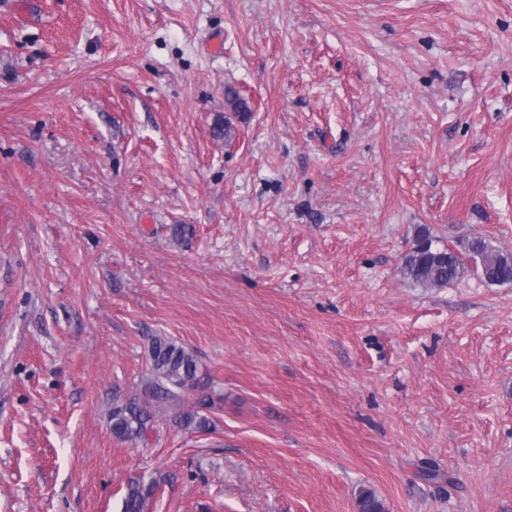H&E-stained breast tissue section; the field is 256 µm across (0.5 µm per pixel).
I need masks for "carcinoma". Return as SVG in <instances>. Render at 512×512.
Masks as SVG:
<instances>
[{"label":"carcinoma","instance_id":"carcinoma-1","mask_svg":"<svg viewBox=\"0 0 512 512\" xmlns=\"http://www.w3.org/2000/svg\"><path fill=\"white\" fill-rule=\"evenodd\" d=\"M225 102L230 111L241 120L247 118L248 102L238 91L228 86L224 89ZM417 247L403 258V276L424 288H442L454 282L466 267L476 270L490 284L512 283V257L505 256L491 241L482 237L470 240L464 251L455 252L439 248L426 227L416 235ZM151 377L143 396L132 397L112 408L110 417L112 435L123 441L141 440L154 429L155 417L160 406L180 402L186 391L187 381L198 380V361L187 347L166 336L151 337L148 345ZM187 429L205 432L210 429L208 417L197 411L181 416ZM153 484L141 480L128 483L122 501V512H144ZM360 512H385L382 500L374 491L365 489L358 497Z\"/></svg>","mask_w":512,"mask_h":512}]
</instances>
